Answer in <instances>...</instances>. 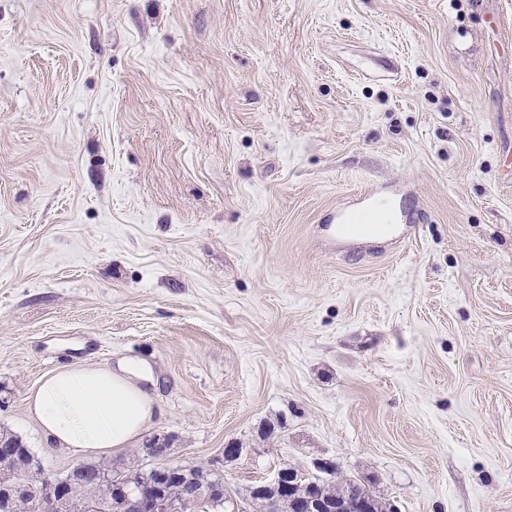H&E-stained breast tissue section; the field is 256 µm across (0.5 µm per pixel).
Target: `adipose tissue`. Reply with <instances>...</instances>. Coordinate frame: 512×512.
<instances>
[{
	"instance_id": "adipose-tissue-1",
	"label": "adipose tissue",
	"mask_w": 512,
	"mask_h": 512,
	"mask_svg": "<svg viewBox=\"0 0 512 512\" xmlns=\"http://www.w3.org/2000/svg\"><path fill=\"white\" fill-rule=\"evenodd\" d=\"M149 374L148 364L137 359L113 368L64 366L41 378L28 410L55 446L108 455L132 447L162 417L144 387Z\"/></svg>"
}]
</instances>
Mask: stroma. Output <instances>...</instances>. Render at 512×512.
<instances>
[{"label":"stroma","instance_id":"35a3bbf8","mask_svg":"<svg viewBox=\"0 0 512 512\" xmlns=\"http://www.w3.org/2000/svg\"><path fill=\"white\" fill-rule=\"evenodd\" d=\"M134 358L235 493L512 512V0H0V433ZM334 220L338 222L337 232L342 239H359L384 232L389 224L386 210L379 203H368L359 210L341 211ZM295 476L296 471L293 468L282 467L271 480H264L261 484L251 488L250 494L240 501L239 511H250V495L253 494L267 497L268 504L271 506L270 510L279 511L281 506L280 492H288L289 486L290 492H292L291 501H296L293 506L301 508L304 512H371L372 509L377 507L383 509L382 505H375L365 495L360 485L352 487V485L358 484L352 479L337 480L336 483L329 484L328 488L335 491L348 489L345 494L331 498L318 494L313 483L305 485L291 483L290 480Z\"/></svg>","mask_w":512,"mask_h":512}]
</instances>
